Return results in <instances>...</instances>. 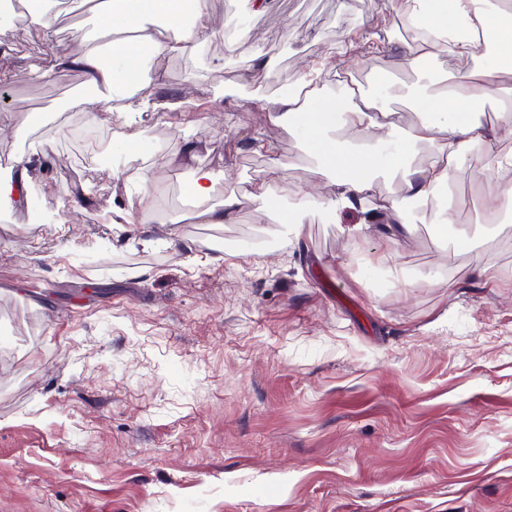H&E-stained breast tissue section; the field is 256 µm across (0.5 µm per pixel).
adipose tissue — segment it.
Masks as SVG:
<instances>
[{
    "mask_svg": "<svg viewBox=\"0 0 512 512\" xmlns=\"http://www.w3.org/2000/svg\"><path fill=\"white\" fill-rule=\"evenodd\" d=\"M389 2L394 12L407 17L408 65L417 66L439 50V43L425 39V32L444 36L462 25L475 37L460 42L456 54L474 63L450 87L427 99L420 121L413 124L392 108L389 88H348L339 97L327 93L319 84L324 63L309 66L293 79L292 92L276 100L270 118L289 124L332 187L328 193L303 194L282 214V223L293 230H301L310 211L335 218L364 205L374 197L379 176L397 173L398 194L384 198L378 210L388 243L399 246L417 230L408 217L411 204L440 195L451 176L478 152L494 175L487 187L493 211L512 212V169L505 167L499 153L500 144L512 140V123L488 125L479 119L493 106L503 113L512 110V87L502 81L503 75L512 74V0ZM96 16L112 29L109 53L82 42L62 47L57 62L83 73L104 112L111 111L113 100L124 98V80H135L137 90H144L142 68L149 55L173 46L191 55L213 34L209 0H100ZM481 35L492 48L482 58L477 55ZM420 144L434 148L435 161L408 166ZM278 171V165H271L249 194L225 197L215 206L211 200L219 179L202 169L191 170L188 185L195 218L202 224H221L242 206L267 204Z\"/></svg>",
    "mask_w": 512,
    "mask_h": 512,
    "instance_id": "ef3b65f1",
    "label": "adipose tissue"
}]
</instances>
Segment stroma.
I'll return each mask as SVG.
<instances>
[{"label":"stroma","mask_w":512,"mask_h":512,"mask_svg":"<svg viewBox=\"0 0 512 512\" xmlns=\"http://www.w3.org/2000/svg\"><path fill=\"white\" fill-rule=\"evenodd\" d=\"M210 10L218 33L195 55L152 58L164 82L126 117L150 143L115 173V116L98 113L95 144L72 137L77 72L56 60L104 43L87 0L52 42L28 14L0 19V178L28 177L0 207V512H512V213L488 216L485 159L443 194L454 229L414 203L394 254L341 232L358 210L298 237L278 221L323 180L269 118L290 79L337 56L327 88L389 75L412 122L462 63L405 65L388 0ZM268 139V204L197 223L184 163L245 195Z\"/></svg>","instance_id":"35a3bbf8"}]
</instances>
